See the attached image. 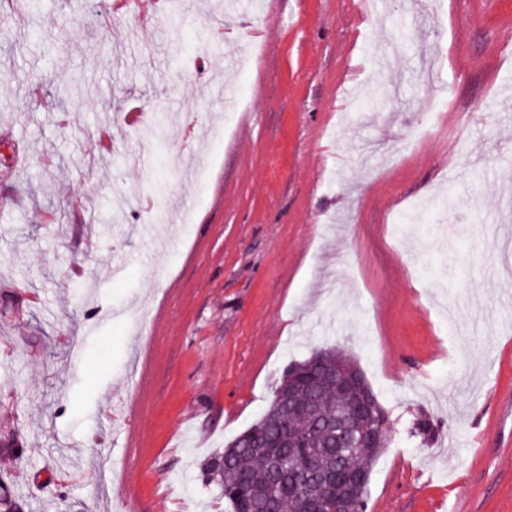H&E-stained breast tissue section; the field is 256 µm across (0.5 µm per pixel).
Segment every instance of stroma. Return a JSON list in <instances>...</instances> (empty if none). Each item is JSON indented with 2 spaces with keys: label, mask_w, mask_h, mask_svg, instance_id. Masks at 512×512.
<instances>
[{
  "label": "stroma",
  "mask_w": 512,
  "mask_h": 512,
  "mask_svg": "<svg viewBox=\"0 0 512 512\" xmlns=\"http://www.w3.org/2000/svg\"><path fill=\"white\" fill-rule=\"evenodd\" d=\"M171 12L0 0V481L227 512L201 461L336 346L389 418L367 512H512V0Z\"/></svg>",
  "instance_id": "obj_1"
}]
</instances>
